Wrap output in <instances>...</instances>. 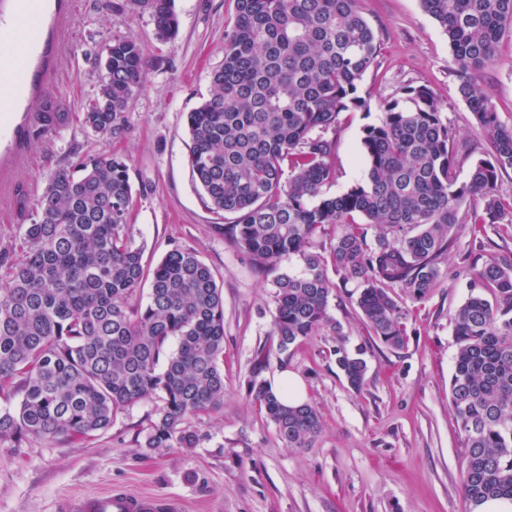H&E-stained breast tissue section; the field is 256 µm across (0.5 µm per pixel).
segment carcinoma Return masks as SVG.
Wrapping results in <instances>:
<instances>
[{
  "label": "carcinoma",
  "instance_id": "cac0c4a2",
  "mask_svg": "<svg viewBox=\"0 0 512 512\" xmlns=\"http://www.w3.org/2000/svg\"><path fill=\"white\" fill-rule=\"evenodd\" d=\"M128 2L149 11L157 38L176 34L174 0ZM420 3L448 36L458 93L491 150L472 163L465 183L458 168L473 148L456 139L430 89L407 86L382 102L378 123L363 128L367 182L323 195L336 176L338 118L367 108L358 84L378 53L358 0H236L224 63L208 97L187 113L192 173L208 208L231 216L224 237L261 273L276 271L284 256L302 263L272 280L270 336L280 355L321 332L341 335L328 314L331 271L357 283L356 305L373 335L402 348L407 331L396 290L421 300L435 287L463 203L483 200V210L468 215L479 232L512 224V208L498 196L499 175L512 168V127L479 85L512 23V0ZM97 67L82 123L114 137L143 86L141 43L112 38ZM39 115L45 129L67 121L48 99ZM134 195L122 157L81 156L49 180L33 222L0 249V393L20 397L16 410L0 411V442L69 443L154 396L162 405L144 446L194 448L191 420L224 407L222 288L192 248L174 246L154 268L144 265L130 233ZM372 226L379 230L373 241ZM469 288L453 314L449 397L464 433L467 512H476L488 499L512 501V253L487 259ZM270 351L258 349L251 361L249 394L286 447L309 448L321 433L320 415L307 402L283 403L263 378ZM334 355L350 387L361 389L366 361L340 347Z\"/></svg>",
  "mask_w": 512,
  "mask_h": 512
}]
</instances>
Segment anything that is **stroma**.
Instances as JSON below:
<instances>
[{
    "label": "stroma",
    "mask_w": 512,
    "mask_h": 512,
    "mask_svg": "<svg viewBox=\"0 0 512 512\" xmlns=\"http://www.w3.org/2000/svg\"><path fill=\"white\" fill-rule=\"evenodd\" d=\"M42 4L38 34L18 29L0 35L35 47L15 110L31 111L48 96L70 121L20 140L8 130L10 114L0 111V151L15 155L0 178V248L15 243L38 194L75 154L123 156L137 193L131 231L144 246L147 264L156 265L174 245L193 248L223 290L224 407L197 423L194 448L145 447L156 417L153 399L70 444L2 441L0 512H61L71 495L116 487L179 496L184 512H466L464 435L449 385L457 352L452 315L468 296L469 265L480 253L469 229L458 232L425 299L401 294L408 333L403 348H388L369 333L356 305L357 285L350 282L337 285L328 306L341 335L312 336L292 347L287 360L271 357L265 379L294 372L304 383L305 402L321 415L322 432L312 447H285L247 391L251 360L270 340L273 277L256 271L225 238V219L206 206L188 163L186 114L207 96L211 74L224 62V33L235 20L236 0H175L179 29L167 41L156 37L142 9L106 11L101 0ZM359 6L380 50L359 83L368 111L339 118L336 179L325 194L366 181L363 128L378 122L381 100L407 85L431 88L444 121L471 141L475 157H484L488 146L457 92L448 38L420 0H359ZM117 36L140 41L146 74L124 131L105 137L80 121L99 79L85 53ZM480 87L501 122L512 126V26L502 34L497 62L481 76ZM336 346L362 352L367 373L361 390H352L337 368Z\"/></svg>",
    "instance_id": "obj_1"
}]
</instances>
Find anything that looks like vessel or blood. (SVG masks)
Wrapping results in <instances>:
<instances>
[{"instance_id":"1","label":"vessel or blood","mask_w":512,"mask_h":512,"mask_svg":"<svg viewBox=\"0 0 512 512\" xmlns=\"http://www.w3.org/2000/svg\"><path fill=\"white\" fill-rule=\"evenodd\" d=\"M63 512H182V506L171 497L111 490L70 497Z\"/></svg>"}]
</instances>
